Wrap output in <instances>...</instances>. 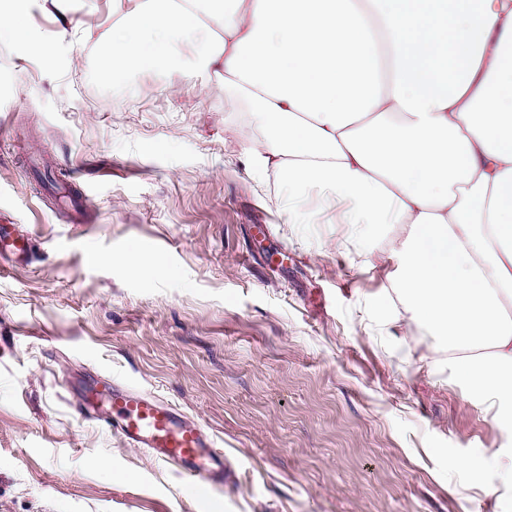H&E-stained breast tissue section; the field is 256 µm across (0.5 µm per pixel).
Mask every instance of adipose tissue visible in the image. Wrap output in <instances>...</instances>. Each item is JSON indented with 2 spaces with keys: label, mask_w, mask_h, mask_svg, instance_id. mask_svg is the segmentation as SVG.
<instances>
[{
  "label": "adipose tissue",
  "mask_w": 512,
  "mask_h": 512,
  "mask_svg": "<svg viewBox=\"0 0 512 512\" xmlns=\"http://www.w3.org/2000/svg\"><path fill=\"white\" fill-rule=\"evenodd\" d=\"M202 25L261 130L251 166L399 226L395 290L512 429V0H144L99 74L173 67L170 33Z\"/></svg>",
  "instance_id": "obj_1"
}]
</instances>
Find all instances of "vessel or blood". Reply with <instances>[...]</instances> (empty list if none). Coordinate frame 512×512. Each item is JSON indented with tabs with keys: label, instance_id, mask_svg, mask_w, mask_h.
Returning <instances> with one entry per match:
<instances>
[{
	"label": "vessel or blood",
	"instance_id": "b4317fda",
	"mask_svg": "<svg viewBox=\"0 0 512 512\" xmlns=\"http://www.w3.org/2000/svg\"><path fill=\"white\" fill-rule=\"evenodd\" d=\"M31 249L30 239L14 225L0 226V271L6 263L26 259ZM101 401L106 410L99 421L130 447L174 466L197 501L213 499L228 468L213 435L158 397L125 385L114 386Z\"/></svg>",
	"mask_w": 512,
	"mask_h": 512
}]
</instances>
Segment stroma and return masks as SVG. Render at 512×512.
<instances>
[{"mask_svg":"<svg viewBox=\"0 0 512 512\" xmlns=\"http://www.w3.org/2000/svg\"><path fill=\"white\" fill-rule=\"evenodd\" d=\"M136 2L30 0L26 40L0 37V217L36 240L0 274V512H204L82 415L101 381L209 429L233 468L211 512H512V430L346 203L250 168L209 29L172 38L176 68L100 78Z\"/></svg>","mask_w":512,"mask_h":512,"instance_id":"1","label":"stroma"}]
</instances>
